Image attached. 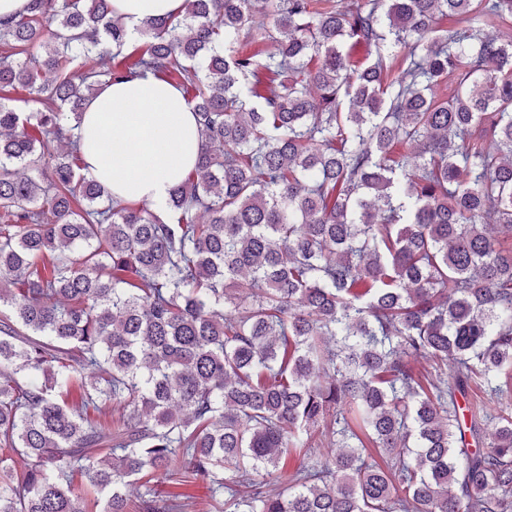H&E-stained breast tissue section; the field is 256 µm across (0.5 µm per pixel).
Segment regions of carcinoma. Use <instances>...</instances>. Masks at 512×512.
Here are the masks:
<instances>
[{
    "label": "carcinoma",
    "mask_w": 512,
    "mask_h": 512,
    "mask_svg": "<svg viewBox=\"0 0 512 512\" xmlns=\"http://www.w3.org/2000/svg\"><path fill=\"white\" fill-rule=\"evenodd\" d=\"M495 25L512 0H185L132 32L111 0L0 19V512H89V492L187 512L166 490L186 483L211 512H512V413L459 404L512 376ZM146 71L202 136L154 209L113 199L77 147L87 102Z\"/></svg>",
    "instance_id": "obj_1"
}]
</instances>
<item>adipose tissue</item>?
I'll list each match as a JSON object with an SVG mask.
<instances>
[{
    "label": "adipose tissue",
    "instance_id": "ef3b65f1",
    "mask_svg": "<svg viewBox=\"0 0 512 512\" xmlns=\"http://www.w3.org/2000/svg\"><path fill=\"white\" fill-rule=\"evenodd\" d=\"M184 0H112L128 28L175 15ZM171 144L158 150L159 135ZM91 172L113 196L162 205L194 166L201 135L182 90L153 73L114 83L87 105L80 129Z\"/></svg>",
    "mask_w": 512,
    "mask_h": 512
}]
</instances>
